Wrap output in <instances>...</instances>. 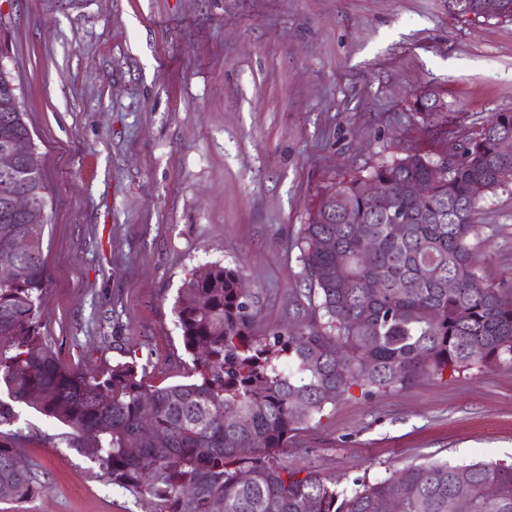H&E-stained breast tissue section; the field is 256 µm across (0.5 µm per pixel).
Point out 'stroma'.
Returning <instances> with one entry per match:
<instances>
[{"instance_id":"1","label":"stroma","mask_w":512,"mask_h":512,"mask_svg":"<svg viewBox=\"0 0 512 512\" xmlns=\"http://www.w3.org/2000/svg\"><path fill=\"white\" fill-rule=\"evenodd\" d=\"M0 60L48 188L41 332L79 371L135 337L158 387L192 366L173 312L192 270L240 267L257 327L292 324L320 186L429 141L418 100L469 127L512 112V22L448 0H0ZM476 221L481 276L512 285V187ZM15 412L48 489L0 512H153L69 448L68 427ZM287 461L341 489L415 463L510 462L512 364L352 389Z\"/></svg>"}]
</instances>
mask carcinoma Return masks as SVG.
<instances>
[{
    "mask_svg": "<svg viewBox=\"0 0 512 512\" xmlns=\"http://www.w3.org/2000/svg\"><path fill=\"white\" fill-rule=\"evenodd\" d=\"M448 8L512 21V0H448ZM428 107L420 102L436 131L431 146L408 147L319 188L298 237L308 288L291 306L302 325L258 333L241 271L213 263L205 277L184 280L174 306L190 373L153 388L133 356L101 372L72 371L41 336L43 225L9 209L6 197L24 191L46 207L48 191L0 60V144L19 158L12 174H0V250L19 236L32 240L0 275V487L9 488L8 501L46 488L41 471L11 464L22 439L10 429L14 404L30 403L70 428L71 447L112 485L149 496L157 512H215L217 502L222 512H385L392 497L403 512H448L451 498L470 512H512L511 464H410L340 491L285 461L290 435L353 388L369 397L425 376L512 362V289L484 281L471 247L479 230L474 189L485 197L512 186V113L468 130L457 113ZM446 141L443 165L437 150ZM375 186L394 195L390 207L378 205ZM432 266L456 287L428 278Z\"/></svg>",
    "mask_w": 512,
    "mask_h": 512,
    "instance_id": "carcinoma-1",
    "label": "carcinoma"
}]
</instances>
